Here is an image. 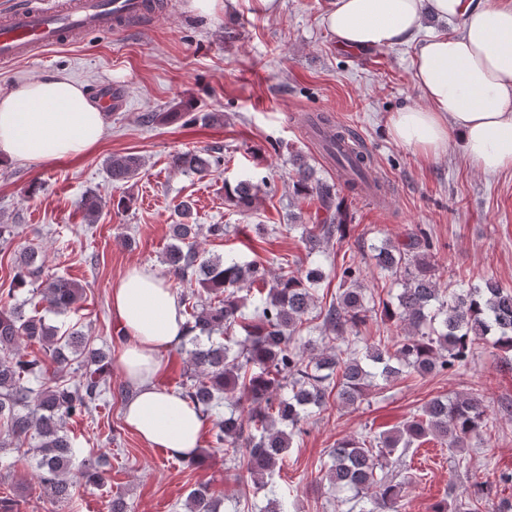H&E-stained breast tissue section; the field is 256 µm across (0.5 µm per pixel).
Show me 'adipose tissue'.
I'll return each instance as SVG.
<instances>
[{"mask_svg": "<svg viewBox=\"0 0 512 512\" xmlns=\"http://www.w3.org/2000/svg\"><path fill=\"white\" fill-rule=\"evenodd\" d=\"M428 13L461 19L460 32L420 37ZM324 22L346 50L419 39L412 65L425 104L391 116L395 142L436 156L454 135L481 172L512 168V0H331ZM105 133L104 109L64 74L0 93L1 159L35 163L78 154ZM111 305L127 336L116 365L134 388L126 424L170 456L196 453L201 412L159 382L164 355L184 334L178 298L155 270L134 266L113 284Z\"/></svg>", "mask_w": 512, "mask_h": 512, "instance_id": "adipose-tissue-1", "label": "adipose tissue"}]
</instances>
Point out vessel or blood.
<instances>
[{"mask_svg":"<svg viewBox=\"0 0 512 512\" xmlns=\"http://www.w3.org/2000/svg\"><path fill=\"white\" fill-rule=\"evenodd\" d=\"M146 14L145 0H19L0 12V61L39 60L89 32L125 31Z\"/></svg>","mask_w":512,"mask_h":512,"instance_id":"obj_1","label":"vessel or blood"}]
</instances>
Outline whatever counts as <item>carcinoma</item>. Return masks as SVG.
<instances>
[{
    "instance_id": "1",
    "label": "carcinoma",
    "mask_w": 512,
    "mask_h": 512,
    "mask_svg": "<svg viewBox=\"0 0 512 512\" xmlns=\"http://www.w3.org/2000/svg\"><path fill=\"white\" fill-rule=\"evenodd\" d=\"M178 103L166 112H153V123L165 124L186 116ZM327 151L342 170L361 175L363 159H352L327 144ZM223 156L215 149L174 155V166L207 176ZM298 196H316L322 214L315 224L302 225L308 253H326L342 242L349 214L335 183L315 176L303 155H293ZM143 166L135 154L113 155L108 173L115 182L128 183ZM226 195L242 209L258 200V184L241 179L224 185ZM192 203L181 201L179 217L171 225L176 244L165 256L170 273L181 287L180 302L187 320L185 338L191 367L179 381L178 393L197 405L212 420L210 447L224 451V463L247 461L244 482L263 494L259 512H288L284 496L272 489L273 477L293 448L303 423L321 412L327 400L348 409L371 392L411 375H440L455 371L487 343L512 352V289L492 277L477 283L439 288L438 269L431 261L433 242L420 230L399 244L386 240L371 245L375 266L399 285L394 300L375 302L363 287L362 269L349 264L337 275L336 300L323 312L322 337L303 336L304 325L316 302V289L325 269L311 265L290 271L273 281L256 261L239 262L205 256L199 247L200 228L189 224ZM41 282L40 301L58 313L81 298L79 284L62 275H46L38 251L22 249L13 285ZM268 286L253 315L241 311L245 287ZM373 319L405 325V335L390 348L380 338L362 343L360 329ZM243 335L237 336L235 332ZM40 344L56 367L49 371L37 356L18 352L21 339ZM79 373L71 374V365ZM112 395L105 356L89 347L82 331H65L24 307L0 306V450L35 440L40 481L57 501L71 499L77 483L100 485L104 472L89 460L76 463L74 439L65 431L67 421L84 417L108 405ZM493 417L485 394L474 389L454 397L439 395L423 404L401 427L386 434L370 431L344 438L329 451L321 470L337 489L351 493L347 512H399L408 479L399 480L392 464L406 452L436 439L454 453L477 437L491 447ZM466 500L443 499L432 512H482L490 494L485 483L471 482ZM222 500L207 484L191 490L188 512H220Z\"/></svg>"
}]
</instances>
